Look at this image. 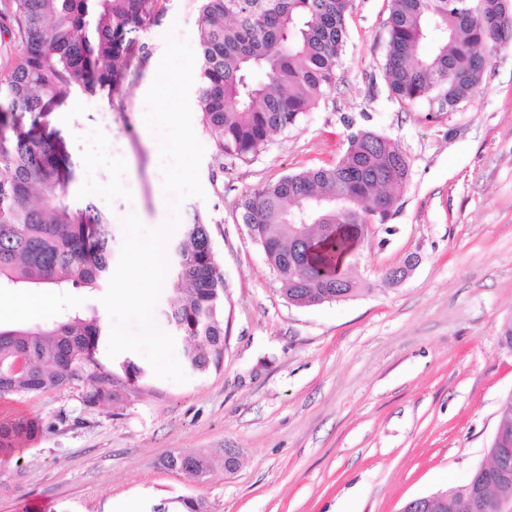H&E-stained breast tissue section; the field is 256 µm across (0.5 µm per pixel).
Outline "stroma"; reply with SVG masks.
Masks as SVG:
<instances>
[{"label":"stroma","mask_w":512,"mask_h":512,"mask_svg":"<svg viewBox=\"0 0 512 512\" xmlns=\"http://www.w3.org/2000/svg\"><path fill=\"white\" fill-rule=\"evenodd\" d=\"M388 0H354L330 98L271 137L258 154L224 157L200 120L204 197L181 222L209 224L224 275V362L175 383L147 374L137 390L89 408L86 387L0 397V420L35 417L44 433L0 466V512H105L135 497L204 500L209 512H400L416 497L463 482L489 461L512 351L498 343L512 319V47L492 57L474 97L455 108L434 96H391L382 65ZM143 35L148 54L114 100L83 96L73 128H58L75 189L112 222L151 223L169 197L145 95L166 36L198 48L199 0H161ZM395 140L410 163L398 208L372 225L347 267L360 292L295 307L243 224L240 197L283 175L328 167L346 147L344 118ZM101 132V143L85 133ZM93 167H86V157ZM399 284L385 272L407 257ZM239 449L234 473L202 482L163 465L172 453Z\"/></svg>","instance_id":"35a3bbf8"}]
</instances>
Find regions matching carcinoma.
I'll use <instances>...</instances> for the list:
<instances>
[{
	"label": "carcinoma",
	"instance_id": "1",
	"mask_svg": "<svg viewBox=\"0 0 512 512\" xmlns=\"http://www.w3.org/2000/svg\"><path fill=\"white\" fill-rule=\"evenodd\" d=\"M200 55L194 105L224 156L256 154L274 134L326 99L336 83L353 0H200ZM159 0H0V283L16 288L96 289L110 276L112 222L73 190L74 170L52 117L78 90L109 99L122 93L140 35ZM383 72L391 94L414 103L437 92L454 107L478 91L493 55L512 46V0H389ZM410 165L397 142L359 129L336 164L291 173L243 195L242 222L260 244L281 293L296 307L346 300L358 282L341 256L372 224L393 215ZM308 229L294 248V225ZM347 231L335 236L336 225ZM169 268L182 295L162 312L167 333L183 341L194 371L224 360V280L209 225H185ZM97 308L68 310L50 326L0 327V364L24 355L28 367L0 378V396L46 392L75 380L90 407L134 390L144 369L120 371L97 359ZM32 417L0 423V455L41 436ZM163 465L205 480L215 458L172 453Z\"/></svg>",
	"mask_w": 512,
	"mask_h": 512
}]
</instances>
